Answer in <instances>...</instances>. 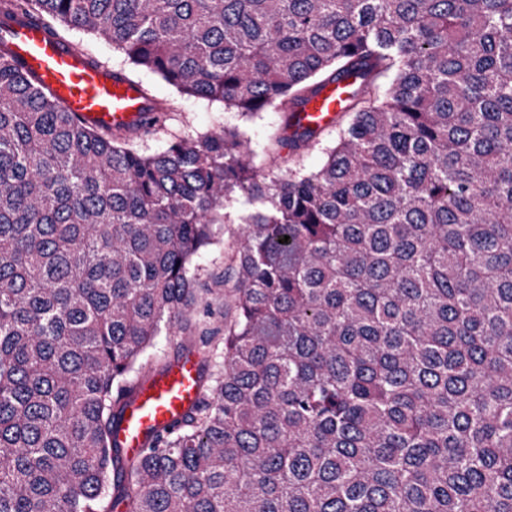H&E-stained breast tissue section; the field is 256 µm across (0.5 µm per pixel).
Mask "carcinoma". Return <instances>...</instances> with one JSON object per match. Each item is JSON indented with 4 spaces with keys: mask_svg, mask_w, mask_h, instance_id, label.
<instances>
[{
    "mask_svg": "<svg viewBox=\"0 0 512 512\" xmlns=\"http://www.w3.org/2000/svg\"><path fill=\"white\" fill-rule=\"evenodd\" d=\"M26 18L246 119L359 80L262 175L237 128L81 123L0 41V512H512V0H0ZM235 222L216 326L196 258ZM192 352L199 404L124 457ZM200 360L188 354L135 394L119 417L113 443L128 458L140 456L150 439L197 401Z\"/></svg>",
    "mask_w": 512,
    "mask_h": 512,
    "instance_id": "carcinoma-1",
    "label": "carcinoma"
}]
</instances>
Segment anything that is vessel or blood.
<instances>
[{"label": "vessel or blood", "instance_id": "obj_1", "mask_svg": "<svg viewBox=\"0 0 512 512\" xmlns=\"http://www.w3.org/2000/svg\"><path fill=\"white\" fill-rule=\"evenodd\" d=\"M9 42L25 68L49 88L60 105L92 126L132 130L150 105L138 86L122 73L92 64L88 58L49 37L40 22L12 25ZM348 79L329 83L293 120L313 128L331 126L348 88ZM199 360L187 355L154 376L135 394L119 417L113 443L124 456H139L150 439L187 412L197 401Z\"/></svg>", "mask_w": 512, "mask_h": 512}]
</instances>
